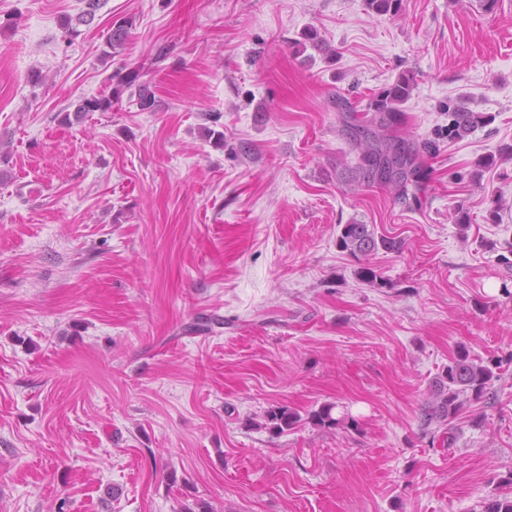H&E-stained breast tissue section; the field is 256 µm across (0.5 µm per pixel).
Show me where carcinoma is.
<instances>
[{"mask_svg": "<svg viewBox=\"0 0 512 512\" xmlns=\"http://www.w3.org/2000/svg\"><path fill=\"white\" fill-rule=\"evenodd\" d=\"M84 9L77 18H65L61 27L65 36L78 35V26L90 24L105 4V0H83ZM367 8L379 15L397 17L402 8V0H366ZM129 23L119 20L107 32L108 47L120 46L126 39ZM115 95L121 89L137 86L138 102L147 109L154 104L149 88L138 83L139 72L118 74ZM415 85V75L411 71L401 72L395 81L384 87L361 110L349 101L343 102L342 111L362 112L361 117L344 120L341 132L346 136L349 150L356 153L357 162L348 168L349 182L353 186L365 183L382 182L395 196L405 200L419 190L424 169L422 157L433 151V144L420 142L410 137L397 135L393 126L402 112L401 106L410 98ZM113 95V96H115ZM112 95L83 97L74 104V110L66 112L63 121H80L93 112L112 111ZM448 137L462 138L474 128L487 123L488 117L482 112H474L466 103L448 105ZM338 247L356 259L366 257L380 249L399 251L400 242L385 236H378L367 224H343L337 237ZM501 362L493 366L471 357L469 350L459 348L450 363L436 378L431 399L419 409V418L424 427L433 424L448 427V442L454 441L451 423L456 419L463 405L468 401L481 402L490 407L494 403V382L499 378L495 370ZM335 405L324 404L309 414L310 422L324 429H334L344 420L333 416ZM265 428L277 435L293 430L301 421V416L286 406H275L265 412ZM480 512H512V467L501 479V491L480 502Z\"/></svg>", "mask_w": 512, "mask_h": 512, "instance_id": "carcinoma-1", "label": "carcinoma"}]
</instances>
